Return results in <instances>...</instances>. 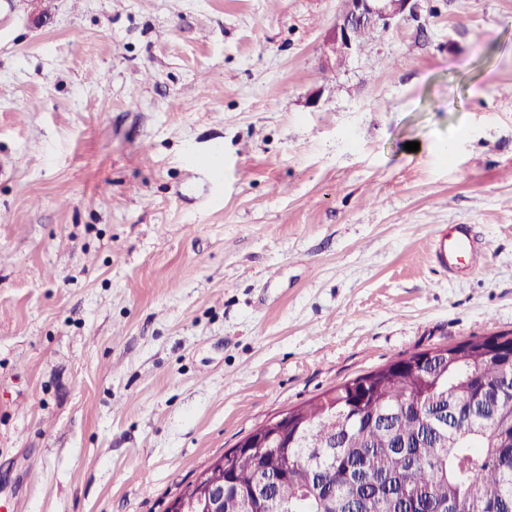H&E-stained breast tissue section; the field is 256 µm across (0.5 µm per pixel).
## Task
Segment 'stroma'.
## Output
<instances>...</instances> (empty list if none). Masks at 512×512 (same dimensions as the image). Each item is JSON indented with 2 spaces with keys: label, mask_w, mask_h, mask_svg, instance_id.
<instances>
[{
  "label": "stroma",
  "mask_w": 512,
  "mask_h": 512,
  "mask_svg": "<svg viewBox=\"0 0 512 512\" xmlns=\"http://www.w3.org/2000/svg\"><path fill=\"white\" fill-rule=\"evenodd\" d=\"M342 8L0 0V505L165 512L275 414L512 330V0H412L329 72ZM480 245L468 224H448L435 235L431 257L448 274L456 275L463 272L462 258L477 255Z\"/></svg>",
  "instance_id": "1"
}]
</instances>
